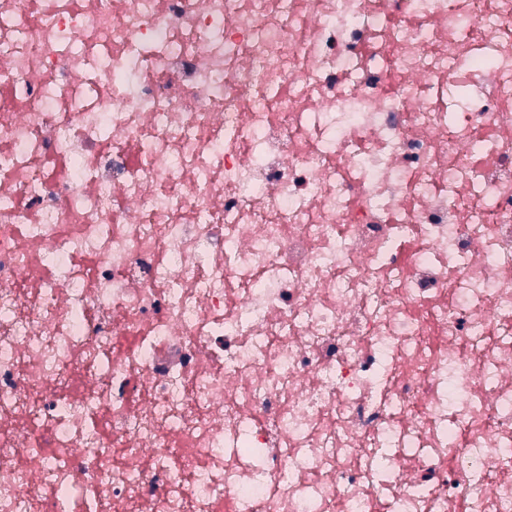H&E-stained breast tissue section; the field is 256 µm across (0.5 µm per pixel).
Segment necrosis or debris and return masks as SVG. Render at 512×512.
<instances>
[{
  "instance_id": "necrosis-or-debris-1",
  "label": "necrosis or debris",
  "mask_w": 512,
  "mask_h": 512,
  "mask_svg": "<svg viewBox=\"0 0 512 512\" xmlns=\"http://www.w3.org/2000/svg\"><path fill=\"white\" fill-rule=\"evenodd\" d=\"M0 512H512V0H0Z\"/></svg>"
}]
</instances>
